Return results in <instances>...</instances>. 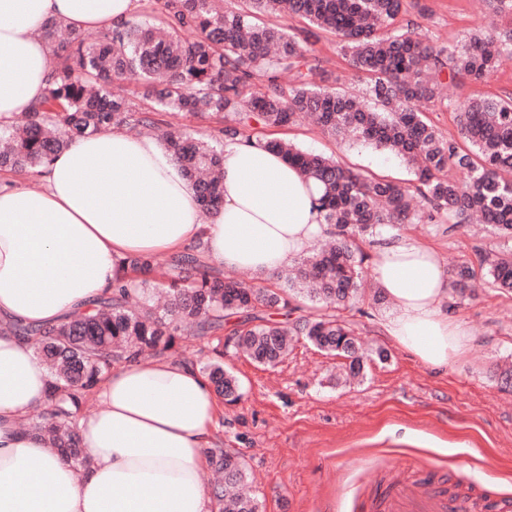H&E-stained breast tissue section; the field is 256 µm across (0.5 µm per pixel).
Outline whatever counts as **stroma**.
<instances>
[{
    "instance_id": "stroma-1",
    "label": "stroma",
    "mask_w": 512,
    "mask_h": 512,
    "mask_svg": "<svg viewBox=\"0 0 512 512\" xmlns=\"http://www.w3.org/2000/svg\"><path fill=\"white\" fill-rule=\"evenodd\" d=\"M424 2V25L442 44H457L488 20L481 0ZM307 47L329 78L361 92L335 37L315 31ZM508 93L512 57L485 82L444 88V102L428 107L427 116L453 138L448 99ZM263 134L339 157L367 175L403 185L412 178L394 154L336 139L305 119ZM403 231L436 246L447 269L474 268V296L450 304L470 334V350L448 370L433 369L389 344L379 331L386 308L368 302L344 317L366 346L385 349L388 358L368 360L362 382L330 381L340 359L304 340L275 368L225 350L224 366L238 378L242 398L224 407L221 443L244 455L261 512H374L389 482L426 472L463 497H512V385L505 382L512 374V293L487 286L479 262L480 252L502 249L504 242L483 224L453 231L444 224H408Z\"/></svg>"
}]
</instances>
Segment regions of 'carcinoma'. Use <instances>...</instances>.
Returning <instances> with one entry per match:
<instances>
[{
	"instance_id": "cac0c4a2",
	"label": "carcinoma",
	"mask_w": 512,
	"mask_h": 512,
	"mask_svg": "<svg viewBox=\"0 0 512 512\" xmlns=\"http://www.w3.org/2000/svg\"><path fill=\"white\" fill-rule=\"evenodd\" d=\"M229 9L219 0H147L148 9L94 44L57 23L40 29L54 56L44 98L21 126L0 125V169L28 173L85 135L110 126L153 131L163 149L193 182L201 207L223 201L224 142L251 141L252 126L286 127L310 116L334 137H355L400 155L416 183L403 186L353 170L337 157L310 153L279 139H261L320 189L317 206L334 243L277 275L269 288L222 278L201 260L197 242L164 265L154 255L123 260L137 284L120 281L92 307L53 326L15 324L50 375V394L22 427L35 432L77 473L90 459L80 445L79 414L112 369L181 350L215 392L241 398L235 376L224 370L231 345L263 367L283 363L294 337L304 336L328 356L348 361L350 376L363 369L352 324L340 311L365 293L367 274L356 237L375 236L395 224H468L479 218L512 241V94L453 102L462 141L445 138L419 108L441 100L442 89L490 78L512 56V0H485L489 20L454 46L427 39L421 0H246ZM287 14L334 34L348 66L364 80L359 96L326 85L319 59L285 28L261 21ZM141 84L142 109L112 87ZM156 112L221 114L224 127L208 138L176 126H158ZM485 283L512 292V249L481 256ZM473 270L461 266L451 287L466 297ZM302 293L323 313L287 324L269 311L295 310ZM206 342L212 356L187 348ZM224 481L210 486L217 512H258L236 489L247 473L240 455L208 450Z\"/></svg>"
}]
</instances>
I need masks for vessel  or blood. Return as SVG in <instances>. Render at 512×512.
Segmentation results:
<instances>
[{
  "instance_id": "obj_1",
  "label": "vessel or blood",
  "mask_w": 512,
  "mask_h": 512,
  "mask_svg": "<svg viewBox=\"0 0 512 512\" xmlns=\"http://www.w3.org/2000/svg\"><path fill=\"white\" fill-rule=\"evenodd\" d=\"M385 512H512V500L487 503L469 497H449L426 482H398L386 492Z\"/></svg>"
}]
</instances>
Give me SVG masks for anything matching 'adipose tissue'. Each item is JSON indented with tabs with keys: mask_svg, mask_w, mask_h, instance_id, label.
I'll return each instance as SVG.
<instances>
[{
	"mask_svg": "<svg viewBox=\"0 0 512 512\" xmlns=\"http://www.w3.org/2000/svg\"><path fill=\"white\" fill-rule=\"evenodd\" d=\"M141 0H0V122L30 111L53 77L38 29L114 30ZM319 189L281 155L224 144V202L204 213L179 163L150 138L109 127L77 139L36 185L0 170V512H213L200 472L224 408L206 377L165 359L123 363L98 386L102 407L80 417L91 465L82 474L20 422L47 396L45 363L9 326L46 325L87 310L131 254L175 253L202 241L209 264L271 277L328 236ZM375 281L393 307L390 343L445 369L470 337L444 309L448 273L433 247L381 228Z\"/></svg>",
	"mask_w": 512,
	"mask_h": 512,
	"instance_id": "1",
	"label": "adipose tissue"
}]
</instances>
